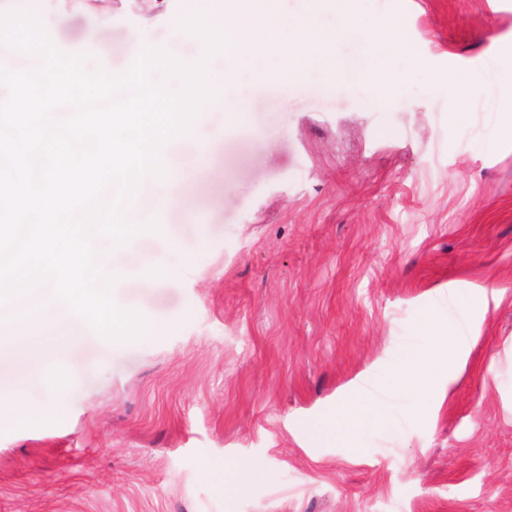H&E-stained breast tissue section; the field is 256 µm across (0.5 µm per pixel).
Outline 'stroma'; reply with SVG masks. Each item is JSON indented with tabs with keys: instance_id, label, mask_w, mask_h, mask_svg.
Listing matches in <instances>:
<instances>
[{
	"instance_id": "1",
	"label": "stroma",
	"mask_w": 512,
	"mask_h": 512,
	"mask_svg": "<svg viewBox=\"0 0 512 512\" xmlns=\"http://www.w3.org/2000/svg\"><path fill=\"white\" fill-rule=\"evenodd\" d=\"M185 0H0L86 67L168 49ZM410 59L392 104L351 82L251 85L243 127L211 103L163 146L200 198L118 253L112 298L149 340L55 361L67 414L0 421V512H512V138L489 91L460 118L449 75L492 67L512 0H372ZM169 272L142 283L141 262ZM457 300L475 338L443 401L384 390L382 416L312 434L360 381L432 347Z\"/></svg>"
}]
</instances>
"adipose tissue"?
Here are the masks:
<instances>
[{
    "label": "adipose tissue",
    "instance_id": "adipose-tissue-1",
    "mask_svg": "<svg viewBox=\"0 0 512 512\" xmlns=\"http://www.w3.org/2000/svg\"><path fill=\"white\" fill-rule=\"evenodd\" d=\"M495 65L485 71L456 74L448 79V109H461L470 95L488 86L496 87L494 124L499 135L512 136V40L498 41L494 51ZM440 337H451L450 345L411 358L402 368L391 372L388 383L405 385L418 378H425L429 386L452 384L458 374L462 357L472 339L463 329H449L447 323L435 326ZM383 405L373 399L342 401L334 416L327 422V429L342 433L359 429L373 418L379 417Z\"/></svg>",
    "mask_w": 512,
    "mask_h": 512
}]
</instances>
